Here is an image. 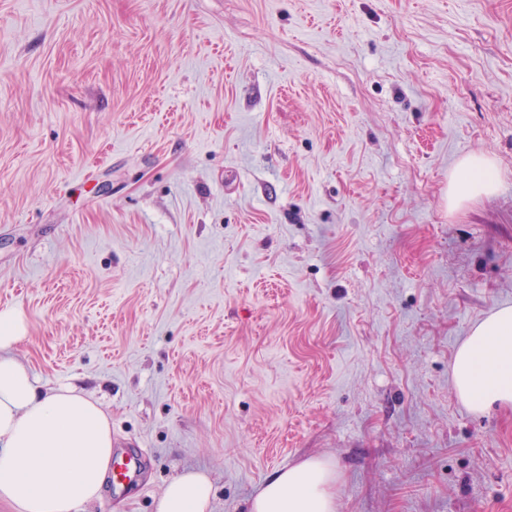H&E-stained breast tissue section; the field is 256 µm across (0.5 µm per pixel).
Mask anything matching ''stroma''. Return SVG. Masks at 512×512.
<instances>
[{"label":"stroma","mask_w":512,"mask_h":512,"mask_svg":"<svg viewBox=\"0 0 512 512\" xmlns=\"http://www.w3.org/2000/svg\"><path fill=\"white\" fill-rule=\"evenodd\" d=\"M485 153L494 194L449 207ZM512 306V0H0V309L98 400L156 512L274 472L336 512H512V406L457 348ZM336 464L312 457L270 476L250 500L248 512H335ZM213 484L200 471L178 473L165 486L156 508L157 512H212Z\"/></svg>","instance_id":"35a3bbf8"}]
</instances>
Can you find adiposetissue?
I'll return each mask as SVG.
<instances>
[{
	"label": "adipose tissue",
	"mask_w": 512,
	"mask_h": 512,
	"mask_svg": "<svg viewBox=\"0 0 512 512\" xmlns=\"http://www.w3.org/2000/svg\"><path fill=\"white\" fill-rule=\"evenodd\" d=\"M495 163L485 154L464 157L448 187L456 206L492 193ZM27 323L15 310H0V498L19 512H76L102 493L113 441L100 403L72 386L39 387L13 354ZM452 380L457 398L473 413L512 405V307L481 320L456 351ZM336 465L312 457L270 476L248 512H336ZM213 484L187 470L163 489L157 512H211Z\"/></svg>",
	"instance_id": "adipose-tissue-1"
}]
</instances>
